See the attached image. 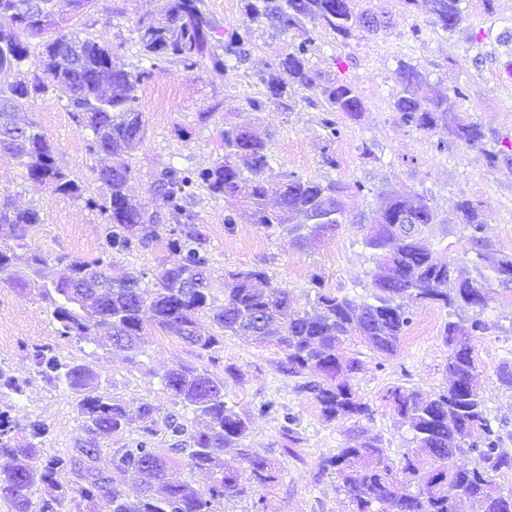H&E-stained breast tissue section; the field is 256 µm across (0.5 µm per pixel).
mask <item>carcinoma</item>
Masks as SVG:
<instances>
[{"instance_id": "carcinoma-1", "label": "carcinoma", "mask_w": 512, "mask_h": 512, "mask_svg": "<svg viewBox=\"0 0 512 512\" xmlns=\"http://www.w3.org/2000/svg\"><path fill=\"white\" fill-rule=\"evenodd\" d=\"M24 0H0V130L15 131L11 142H0V155L19 161L29 179L61 196H81V186L55 162V147L37 124L22 116L26 105L53 90L65 100L72 120L88 129L86 151L107 156L112 162L95 169L99 192L86 199L104 216L103 244L91 260L67 263L69 275L46 289L42 300L60 325L65 338L102 344L119 343L135 352L144 343L146 329L157 328L200 351L214 353L225 336L255 344H273L285 355L288 371L309 380L300 390L313 394L323 419L368 418L369 403L348 383L361 369L356 358L341 359L336 351L350 337H358L382 355L398 354L401 340L413 322V308L436 305L452 313L471 308L469 320L444 323L441 338L448 347V388L428 395L402 384L386 388L380 400L398 422L408 428L413 442L434 461L421 470L416 455L406 450L393 455L378 435L355 440L321 461L318 474H334L355 512H512V493L493 495L492 481L512 473V451L504 448L501 425L488 413L474 384L477 358L472 338L483 336L493 325L484 313L498 290L485 281H461L448 259L434 249L425 228L437 223V214L426 195L409 191H381L377 208L359 218L364 244L373 250L377 271L371 299L341 294L315 283L310 308L294 309L296 300L286 288L255 287L268 281L263 268L230 271L224 302L209 291L211 257L204 247L198 217L186 209V199L205 189L215 200L247 207L254 223L266 230H287L292 243L302 247L347 223L345 198L352 189L367 187L356 181H321L293 172L273 173L267 143L246 124H229L219 131L224 156L207 169L165 166L151 182V202L134 204L127 184L133 176L131 159L144 141V121L138 88L150 70L129 71L114 61L115 50L81 28V18L97 10L98 0H67L69 12L58 9V0H43V14H22ZM354 0H250L257 21L278 31L310 26L347 40L355 34L377 35L390 26L384 12L373 5L357 10ZM461 0H407L415 9L425 8L431 24L454 31L464 21ZM132 32L142 56L155 66L174 61L187 72L223 71L231 62L247 57L252 35L233 31L226 35L205 8V0H169L164 18L138 14ZM36 60H31L33 40L45 35ZM315 38L295 46L259 75L266 89L262 97H249L254 112L269 107L290 109L293 95L313 88L322 96L321 124L326 141L336 142L342 131L336 123L340 112L352 120L361 117L365 103L345 80L326 78L310 66ZM399 92L393 101L398 120L424 132L436 130L449 140L478 151L486 163L512 164V152L487 148L488 136L465 119L457 100L459 88L442 94L428 82L417 65L400 61L395 71ZM462 224L469 231L467 251L492 273L501 291L512 293V254L494 248L484 236L488 211L480 199L458 203ZM42 219L34 208L19 209L0 203V282L25 289L27 277L38 275L47 258L30 248L28 239ZM163 242L181 254L172 266L152 272L136 270L118 285L97 293L95 286L109 280L112 259L122 253L147 249ZM198 283L189 288L187 284ZM201 314L210 316L215 333L198 326ZM44 380L78 391L98 382L99 374L88 363L65 361L50 345H35L29 354ZM163 386L174 401L203 420L204 427H188L175 414L147 400L132 405L108 394L86 396L76 403L83 419L85 439L74 456H43L47 428L40 422L21 426L12 405L0 404V498L12 512H60L71 486L67 475L80 472V502L88 512H216L230 498L247 497L254 488L273 481L274 463L243 447L250 431L249 418L224 400V377L180 365L164 378ZM23 382L0 365V398L18 397ZM146 435L163 425L174 440L163 453L146 440H138L112 455V470L94 466L97 440L133 425ZM26 433L20 442L17 435ZM235 446L244 467L224 463L215 449ZM471 455V464L459 459ZM192 469L215 475L205 491L171 481L168 469L174 460ZM142 482L137 499L129 500L123 485ZM48 485L57 495L37 504L36 488Z\"/></svg>"}]
</instances>
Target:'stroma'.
Returning <instances> with one entry per match:
<instances>
[{"instance_id":"1","label":"stroma","mask_w":512,"mask_h":512,"mask_svg":"<svg viewBox=\"0 0 512 512\" xmlns=\"http://www.w3.org/2000/svg\"><path fill=\"white\" fill-rule=\"evenodd\" d=\"M247 4L248 0H206L219 26L252 29L245 62L221 72L200 73L165 62L151 68L140 87L145 141L131 160L134 177L129 183L136 201L150 202L149 186L156 169L169 164L210 167L224 154L218 129L252 118L269 145L275 171L364 183L366 193L351 194L346 200L350 215L374 209L375 194L382 190L413 189L430 195L438 221L429 226V239L454 263L459 276H478L474 257L466 252V231L456 208L462 199L486 202L490 211L486 236L496 249L512 253V165L490 167L464 146L441 145V133L404 126L392 109L398 91L394 71L399 60L409 59L442 93L462 88L466 97L458 103L460 110L485 133L503 143L512 142V0H493L490 14L482 0H462L466 20L452 32L433 27L428 13L410 8L406 0H380L392 25L379 35L357 36L343 44L331 33L317 32L312 66L324 76L354 84L366 105L360 120L337 115L342 136L332 144L320 125L319 91L305 92L285 112L270 108L257 116L249 109L247 97L261 90L260 73L304 40L305 34L299 30L277 33L254 25ZM167 5L168 0H100L98 12L86 19L88 31L100 43L115 45L127 69L142 68L144 57L127 40L135 10L140 7L160 18ZM417 28L422 34L416 38L412 32ZM207 110L213 111L212 120L199 122V113ZM27 113L53 142L57 165L78 181L86 195L96 192L98 161L86 152L89 132L72 120L62 100L46 93ZM365 142L372 144L374 158L361 157ZM326 153L335 155L337 167L323 164ZM4 200L39 211L42 222L29 243L50 260L46 279L31 281L25 292L0 283V365L26 381L22 395L11 401L12 414L23 425L32 421L46 425L45 456L72 452L84 432L75 409L79 393L53 386L38 375L29 357L34 345L49 344L62 358L92 364L100 375L99 392L126 403L144 399L165 414L183 412L162 386L171 369L185 364L223 376L225 401L251 421L246 447L276 466L275 481L262 490L269 512H354L335 476H319L321 459L364 433L381 436L392 452L405 450L411 445V435L382 405L380 394L394 384L428 394L448 385V348L440 331L449 314L430 306L414 310L415 321H428L427 333L413 341L402 340L396 357L374 353L357 338L341 346L340 355L362 361L351 383L373 409L370 418L357 423L322 420L316 402L299 392L301 379L289 373L284 353L271 344L256 345L228 336L209 355L151 328L140 351L129 354L61 337L41 292L46 280L68 273L66 265L55 263V256L89 260L97 255L105 218L86 206L84 198L53 194L28 179L17 161L0 156V202ZM188 208L199 218L211 256L209 288L216 302L224 300L225 272L255 265L264 267L271 284L288 289L301 307L313 297L317 281L359 297L371 292L375 262L363 243L360 225L344 224L335 235L310 240L298 249L285 233L268 234L244 208L237 211L234 231H225V203L206 190H197ZM177 260L176 252L159 243L116 256L109 274L118 279L135 269L152 270ZM485 316L494 328L474 341L479 359L475 381L491 417L502 420L504 444L512 449V392L496 377L503 361L512 362V297L496 296ZM264 402L274 405L266 415L257 411ZM292 431L300 438L294 445L288 442Z\"/></svg>"}]
</instances>
